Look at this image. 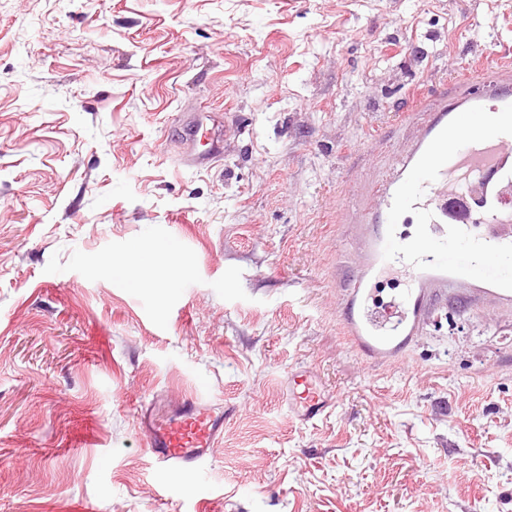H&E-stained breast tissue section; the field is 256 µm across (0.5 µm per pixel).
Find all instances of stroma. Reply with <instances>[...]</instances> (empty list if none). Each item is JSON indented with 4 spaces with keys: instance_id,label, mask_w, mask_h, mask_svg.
Returning a JSON list of instances; mask_svg holds the SVG:
<instances>
[{
    "instance_id": "35a3bbf8",
    "label": "stroma",
    "mask_w": 512,
    "mask_h": 512,
    "mask_svg": "<svg viewBox=\"0 0 512 512\" xmlns=\"http://www.w3.org/2000/svg\"><path fill=\"white\" fill-rule=\"evenodd\" d=\"M512 0H0V512H512V306L347 340L360 199ZM213 115L224 154L180 160ZM136 258L145 283L116 280ZM337 395L291 417L288 372ZM223 402L199 474L135 428ZM204 135H209L211 141V149L207 154L198 153L193 150L196 141ZM180 141L191 148L182 158V163L186 166L202 168L207 166L213 159L221 155V143L223 141L221 131L212 127L208 130L203 128V124L199 122H188L180 128Z\"/></svg>"
}]
</instances>
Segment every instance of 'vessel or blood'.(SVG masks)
<instances>
[{"label": "vessel or blood", "instance_id": "1", "mask_svg": "<svg viewBox=\"0 0 512 512\" xmlns=\"http://www.w3.org/2000/svg\"><path fill=\"white\" fill-rule=\"evenodd\" d=\"M468 87L414 98L428 121L396 175L374 182L360 223L366 229L365 260L350 281L343 327L373 360H388L409 347L424 314L447 301L452 288L478 285L512 301V63L470 71ZM209 137L208 153L194 145ZM187 145L182 162L202 168L221 154L216 128L189 122L180 129ZM414 220L418 237L394 235L392 225ZM403 270L405 294L385 307L372 305V288ZM288 411L316 422L334 403L310 373L286 379ZM135 427L146 437L159 473H192L212 457L224 437V405L192 395L141 404Z\"/></svg>", "mask_w": 512, "mask_h": 512}]
</instances>
